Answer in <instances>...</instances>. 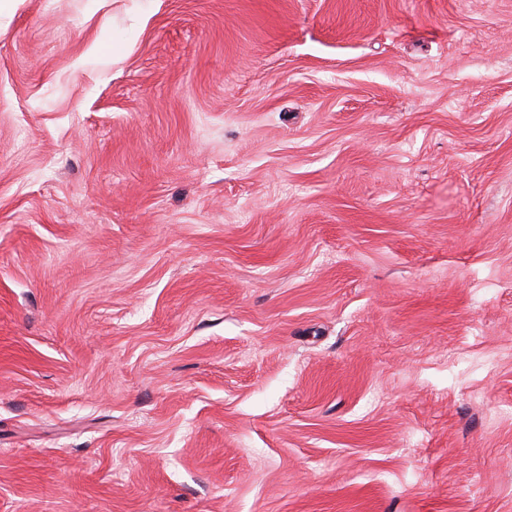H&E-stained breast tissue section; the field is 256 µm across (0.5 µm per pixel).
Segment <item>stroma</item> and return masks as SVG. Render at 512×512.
Returning <instances> with one entry per match:
<instances>
[{
	"instance_id": "35a3bbf8",
	"label": "stroma",
	"mask_w": 512,
	"mask_h": 512,
	"mask_svg": "<svg viewBox=\"0 0 512 512\" xmlns=\"http://www.w3.org/2000/svg\"><path fill=\"white\" fill-rule=\"evenodd\" d=\"M0 512H512V0H0Z\"/></svg>"
}]
</instances>
